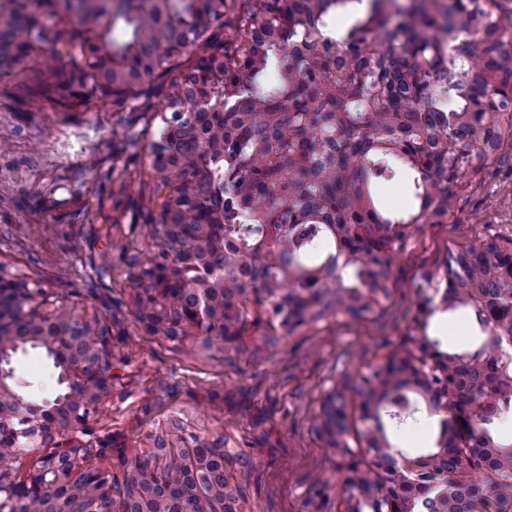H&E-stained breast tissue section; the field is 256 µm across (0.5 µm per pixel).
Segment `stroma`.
<instances>
[{
	"label": "stroma",
	"instance_id": "obj_1",
	"mask_svg": "<svg viewBox=\"0 0 512 512\" xmlns=\"http://www.w3.org/2000/svg\"><path fill=\"white\" fill-rule=\"evenodd\" d=\"M58 83L47 77L45 93L20 101L13 70H0V275L44 290L41 313L76 309L112 343L111 394L81 432L55 435L53 448L90 443L114 464L177 423L210 441L228 435L247 452L242 512H345L335 479L371 460L361 375L389 354L419 357V297H441L447 257L473 245L512 247V138L503 137L464 178L447 221L424 225L396 258L383 313L362 320L332 315L292 334L278 332L272 342L260 325L213 354L192 337L174 344L146 335L122 267L113 268L116 285L108 291L88 265L98 231L128 226L141 184L153 180L151 142L133 135L147 124L163 130L157 97L84 106L77 82L63 89ZM374 193L382 213L406 218L419 211L409 175L379 182ZM468 313L462 304L436 310L422 334L441 352L470 350L480 333ZM12 365L13 387L24 399L55 398L57 371L45 348L17 349ZM336 390L346 402L344 451L320 433L322 403ZM414 402L409 417L385 415L381 423L392 446L419 456L436 449L451 417L422 397Z\"/></svg>",
	"mask_w": 512,
	"mask_h": 512
}]
</instances>
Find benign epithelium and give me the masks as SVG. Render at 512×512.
<instances>
[{
	"label": "benign epithelium",
	"mask_w": 512,
	"mask_h": 512,
	"mask_svg": "<svg viewBox=\"0 0 512 512\" xmlns=\"http://www.w3.org/2000/svg\"><path fill=\"white\" fill-rule=\"evenodd\" d=\"M169 109L171 117L167 120V129L174 132L189 112L224 111V97L217 96L208 85L194 86L191 91L178 94ZM197 261L194 252L173 255L163 262L160 273ZM29 299L30 296L22 294L19 288L0 282V401H10V407L0 409V442L8 440L13 447L21 437L45 446L52 441L55 432L81 431L90 410L97 407L112 388L110 370L91 378L85 376L88 360L102 356L104 349H111L109 339L102 338V345L83 354L77 350L69 333L63 331L62 322L69 318V314L62 312L57 318L47 321L25 309L24 303ZM487 302L488 297L479 288H459L456 294L444 296L438 303L431 297H424L418 304L416 328L424 330L427 318L441 306L446 309L458 303L484 306ZM21 320L28 323V336L44 340L58 360L64 362L73 383V391L66 401L55 405L26 402L15 394L9 384L13 376L11 352L19 343L16 324ZM418 347L421 352L419 361H429L432 367L440 370V383L431 384L422 368L414 364L402 373L407 388L421 394L430 408L456 414L462 378L448 375L451 358L440 352L425 336L419 338ZM466 361L479 371V376L471 384L481 394L486 395L505 385L512 386V335L491 334L486 346L467 355ZM325 431L336 436L337 446L344 445L346 432L341 409H336V416L330 417ZM381 433L380 428L374 433V448L370 449L372 469L385 477L384 486L391 512H404L406 505L417 501L427 503L431 512H470L467 500L459 495L453 474L445 467L433 466V455L411 457L388 444ZM472 442L476 446L475 454L489 463L502 453L498 445L482 442V436L476 430L473 431ZM80 453L78 448H60L52 455H41L19 483L1 477L0 507H9V512H28L29 496L49 488L65 490L63 499L68 506L63 509L60 498L46 496L42 512H90L84 507V502L108 490L107 477L100 471L92 485L78 483ZM338 482L348 489L349 512H358L359 506L366 504L371 507L382 500L380 494L360 482L354 471L339 476Z\"/></svg>",
	"instance_id": "1"
}]
</instances>
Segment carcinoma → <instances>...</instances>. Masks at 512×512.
Wrapping results in <instances>:
<instances>
[{"instance_id":"1","label":"carcinoma","mask_w":512,"mask_h":512,"mask_svg":"<svg viewBox=\"0 0 512 512\" xmlns=\"http://www.w3.org/2000/svg\"><path fill=\"white\" fill-rule=\"evenodd\" d=\"M384 0H371L369 12L356 20L339 45L324 41L323 29L348 0H244L234 21L224 23V41L205 40L224 57V112H193L183 120L185 129L156 144L161 152L197 150L201 145H224V156L212 155L201 173L179 168L166 179L191 183L178 213V232L159 228L166 217L160 191L164 182L143 186L151 205L141 212L148 248L134 238L119 239V258L125 264V281L136 291L143 277L158 267V259L182 249L195 251L210 239H224L223 252L202 269L171 272L161 304V318L146 334L175 344L188 336L187 318L210 300L224 305V323H208L203 348L224 345L258 323L248 300L270 304L280 324L293 332L340 313L359 318L373 309L361 303L366 289L389 295L393 256L406 250L413 234L404 220H382L371 192L373 184L391 180L401 172L414 138L427 146L422 166L415 169V196L421 209L430 210L428 221L440 224L452 210V187L487 152L497 148L503 135L499 115L508 103L500 98L498 83L512 78V67L491 55L489 40L502 41L508 28L479 0H448L438 13L425 5L407 8L390 0L398 22L379 20ZM225 0H111L98 26H121V53L125 72L108 81L86 50H94L83 32L58 28L54 4L9 0L0 10V48L5 46L25 58L34 45L53 37L68 44L71 79L87 89L79 101L112 96L137 99L156 89L154 81L171 77L176 88L181 76H170L177 66H164L170 54L188 41H197L211 21L224 18ZM485 28V39H468L454 49L442 34L474 24ZM490 79L469 78L471 72ZM455 79L456 108L444 111L438 84ZM304 104L305 126L288 121L293 107ZM337 137L325 138L329 128ZM224 209V223H212L213 210ZM359 253L343 280L336 281L331 263L336 251ZM91 264L102 286L112 282V261L102 253ZM512 267V252L497 245L471 248L449 256L445 272L453 288H486L491 294L485 310H473L482 332L512 334V325L491 324V316L512 310V288L505 280ZM222 271L221 288H188L203 274ZM401 371L372 367L361 378L362 405L377 399V409L395 419L407 412L411 399ZM463 407H477L469 420L490 434L494 404L512 407V388L487 397L462 395ZM181 426L156 440L144 458L120 460L121 474H107L113 489H123L124 509H159L173 486L186 482L191 490H225L235 467L247 464L246 453L233 448L229 436L214 441L178 434ZM493 470L502 481L482 489L471 503L475 512H507L512 489V458L495 460ZM158 479L141 486L132 503L127 494L136 476L146 468ZM240 492L215 497L214 512H240Z\"/></svg>"}]
</instances>
